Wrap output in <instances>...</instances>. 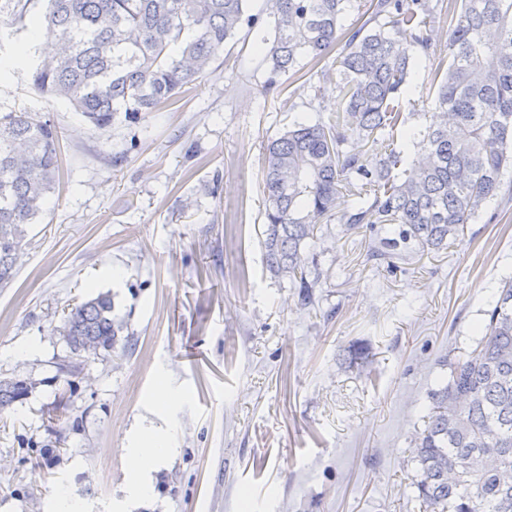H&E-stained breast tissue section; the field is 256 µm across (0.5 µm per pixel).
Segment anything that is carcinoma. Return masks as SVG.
<instances>
[{"mask_svg": "<svg viewBox=\"0 0 512 512\" xmlns=\"http://www.w3.org/2000/svg\"><path fill=\"white\" fill-rule=\"evenodd\" d=\"M46 2L41 20L29 17L32 0H5L0 14L10 26L30 21L57 42V55L35 64L32 86L67 100L99 130L120 112L137 122L177 103L242 31L256 36L266 94L282 76L316 67L336 50L341 83L333 105L323 107L328 120L298 122L266 148V266L289 277L305 303L314 285L301 251L335 215L341 190L357 201L337 221L369 227L378 239L370 256L391 260L399 246L448 247L512 171V0H459L453 10L445 0H370L346 31L351 0H267L264 17L247 13L248 0ZM439 18L448 23L447 67L431 72L428 89L438 112L425 130H405L424 161L399 180L392 172L407 164L403 152L373 158L352 144L392 138L406 125L411 67L430 56L428 27ZM59 169L54 126L31 112L0 113L2 288ZM486 316L476 347L430 393L427 426L415 441L416 485L431 512H512L511 280ZM122 331L108 292L72 307L64 320L70 348L89 356L114 348ZM28 392L0 380V411Z\"/></svg>", "mask_w": 512, "mask_h": 512, "instance_id": "carcinoma-1", "label": "carcinoma"}]
</instances>
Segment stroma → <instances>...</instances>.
Segmentation results:
<instances>
[{
    "label": "stroma",
    "mask_w": 512,
    "mask_h": 512,
    "mask_svg": "<svg viewBox=\"0 0 512 512\" xmlns=\"http://www.w3.org/2000/svg\"><path fill=\"white\" fill-rule=\"evenodd\" d=\"M226 50L178 103L101 131L32 90L43 45L0 26V112L50 121L62 157L0 288V379L31 384L0 411V512H428L413 439L512 277V195L394 272L368 230L319 224L304 303L265 265L264 147L318 120L339 75L265 95L253 41ZM102 292L124 329L77 356L64 318ZM159 438L175 452L131 502L128 460Z\"/></svg>",
    "instance_id": "1"
}]
</instances>
